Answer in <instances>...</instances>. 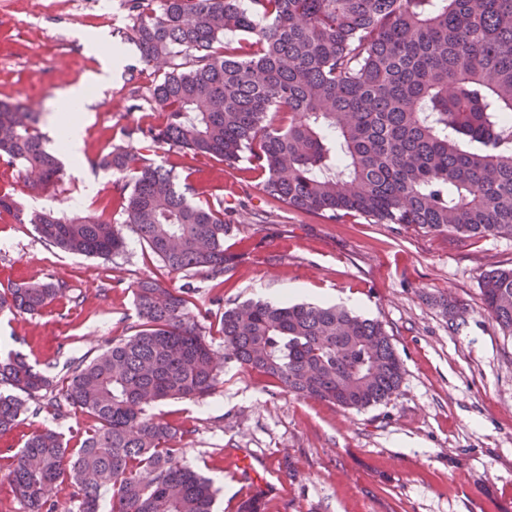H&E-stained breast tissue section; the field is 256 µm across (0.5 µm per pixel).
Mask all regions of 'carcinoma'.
<instances>
[{"label":"carcinoma","mask_w":512,"mask_h":512,"mask_svg":"<svg viewBox=\"0 0 512 512\" xmlns=\"http://www.w3.org/2000/svg\"><path fill=\"white\" fill-rule=\"evenodd\" d=\"M123 40L159 78L131 89L129 108L157 124L123 130L101 165L123 223L171 273L224 276V202L195 204L200 171L180 179L132 142L224 162L270 200L334 222L379 224L464 238L512 236V0H125ZM38 118L0 101V160L60 179ZM246 166H240V163ZM67 252H124L118 225L33 211L20 219ZM51 282L0 290V311L34 315L65 295ZM196 289L145 279L135 332L83 361L55 399L98 426L72 451L52 430L31 434L8 480L29 512L68 476L78 512H213L210 481L176 459L188 430L148 416L170 399L202 398L221 365L189 304ZM486 310L512 334V268L485 276ZM229 359L299 397L347 409L389 399L403 363L382 323L336 306L244 301L221 316ZM0 433L49 380L19 353L0 361Z\"/></svg>","instance_id":"1"}]
</instances>
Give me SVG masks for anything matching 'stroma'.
Masks as SVG:
<instances>
[{
	"mask_svg": "<svg viewBox=\"0 0 512 512\" xmlns=\"http://www.w3.org/2000/svg\"><path fill=\"white\" fill-rule=\"evenodd\" d=\"M125 25L122 0H28L22 14L14 0H0V100L38 112L47 136L63 93L109 50L119 52L90 106L80 164L64 161L61 180L39 194L30 187L34 172L0 162V195L17 204L0 211V287L66 286L38 315L0 312V350L23 354L51 381L19 425L0 434V512H27L7 475L29 435L52 429L73 447L95 427L90 414L60 417L51 404L78 363L133 334L139 281L192 283V312L215 353L224 351L221 313L210 303L218 285L205 272H168L128 227L125 252L105 260L64 252L16 218L17 210L46 207L121 225L116 176L98 161L125 127L157 120L128 106L133 84L154 72L121 45ZM46 146L57 148L49 136ZM146 157L180 176L199 170L200 199L223 202L232 224L224 239L230 269L220 285L225 307L283 293L292 303L356 299V314L384 325L405 369L389 400L362 410L298 397L234 362L225 363L210 396L151 407L150 415L188 428L177 458L212 481L214 512H237L253 494L246 460L273 486L264 512H512V336L481 294L486 273L512 268V237L462 239L357 214L332 223L281 207L221 161L165 147ZM441 297L461 308L458 329L437 306Z\"/></svg>",
	"mask_w": 512,
	"mask_h": 512,
	"instance_id": "1",
	"label": "stroma"
}]
</instances>
